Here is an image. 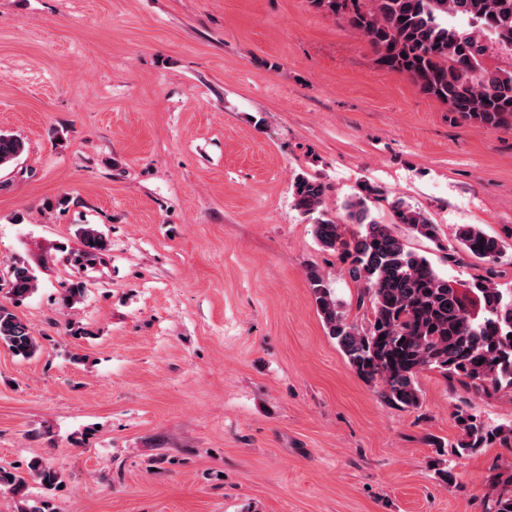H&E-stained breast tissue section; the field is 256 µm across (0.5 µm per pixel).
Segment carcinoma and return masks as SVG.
<instances>
[{
    "label": "carcinoma",
    "mask_w": 512,
    "mask_h": 512,
    "mask_svg": "<svg viewBox=\"0 0 512 512\" xmlns=\"http://www.w3.org/2000/svg\"><path fill=\"white\" fill-rule=\"evenodd\" d=\"M362 33L376 50L379 66L408 75L416 88L448 104L453 112L484 128L512 124V71L483 65L488 42L512 48V0H311ZM466 21L461 30L448 18ZM25 151L24 141L0 131V169L13 166ZM294 207L315 217L320 245L340 253L350 277L358 284L357 310L363 321L349 318L323 284L318 271L308 273L316 309L329 336L336 341L352 370L379 386L390 405L420 407L418 375L433 370L452 385L483 395L512 393V289L497 282L495 266L509 245L475 224H461L456 246L445 259L462 252L480 263L482 273L460 284L442 275L434 264L410 249L379 223L368 205L381 190L363 183L345 201L346 221L359 231L346 237L341 225L324 209L326 187L317 179L297 174L291 184ZM392 223L405 224L417 237L438 242L437 225L423 211L396 200ZM81 249L76 264L108 249L95 224L77 231ZM7 299L32 295L38 278L28 267L15 264L8 277ZM78 281L67 289L63 305L71 308L85 297ZM0 344L15 356L29 359L40 350L32 328L0 302ZM460 430L450 454L462 456L512 439V427L490 428L468 405L456 406ZM28 475L47 490L61 481L55 470L33 460ZM17 497L16 512H54L47 496L32 497L28 482L13 467L0 466V489ZM489 512H512V472L503 474Z\"/></svg>",
    "instance_id": "carcinoma-1"
}]
</instances>
